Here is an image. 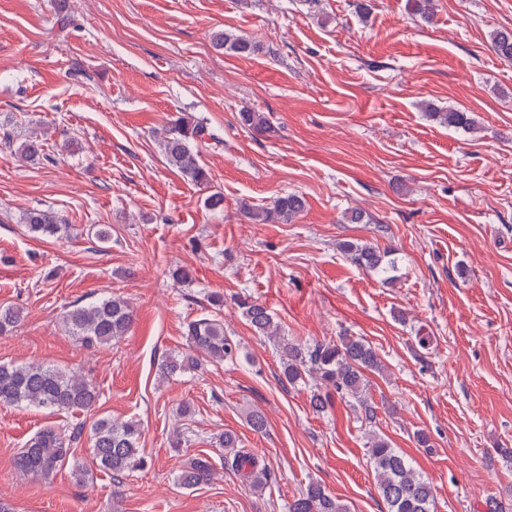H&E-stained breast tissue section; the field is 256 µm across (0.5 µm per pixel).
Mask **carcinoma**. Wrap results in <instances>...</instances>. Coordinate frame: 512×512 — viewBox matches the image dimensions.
I'll return each mask as SVG.
<instances>
[{
  "mask_svg": "<svg viewBox=\"0 0 512 512\" xmlns=\"http://www.w3.org/2000/svg\"><path fill=\"white\" fill-rule=\"evenodd\" d=\"M412 14L421 21H432L435 0H410ZM492 49L504 61L512 62V33L492 34ZM213 44L236 54L251 57L259 51L252 40L226 29L212 34ZM426 115L442 126L473 133L474 118L458 109H439L424 104ZM241 124L260 134H271L275 128L263 112L245 110ZM215 139L206 125L180 117L160 137L166 162L197 185L209 182V172L201 165L195 145L205 139ZM17 158L33 162L45 158L44 142L30 136L15 150ZM305 208V200L296 193H287L274 200L268 208L256 209L247 201L239 202L238 210L254 224H288ZM28 231L53 237L63 231L62 218L44 209H31L23 217ZM343 255L356 266L380 276L395 268V262L384 263L386 253L371 243L343 241ZM242 318L259 336L277 343L280 352L281 375L290 385L308 388L313 411L323 412L337 394L353 411L364 413L365 419H375L369 397V376L383 369V361L367 340L343 333L334 340L303 344L280 336V327L267 305L249 298L236 302ZM22 320V311L0 307V335L9 332ZM134 321V310L127 299L112 295L87 304L74 302L63 312L62 323L69 335L88 345H108L128 334ZM189 351L169 354L158 364L159 375L172 378L196 371L202 362L231 361L239 347L224 333V322L203 317L191 321L185 332ZM100 393L84 376L44 364L0 363V405L35 407L54 412L80 411L94 417L91 425L77 423L68 429L47 426L35 433L14 456V467L23 475H52L69 466L80 483L87 476L85 464L75 459L72 446L85 440L92 459L112 476L119 479L145 466L139 448L140 424L134 420L118 422L96 413ZM224 465L240 475L256 493L265 490L272 479L271 469L258 458L238 450L237 437L224 434ZM369 460L380 496L387 512H434L435 498L431 483L413 466L409 457L391 447L388 439L372 432L367 435ZM215 476L211 463L195 458L177 475V483L186 489L209 484ZM288 512H350L340 498L326 492L318 482L311 481L288 502Z\"/></svg>",
  "mask_w": 512,
  "mask_h": 512,
  "instance_id": "1",
  "label": "carcinoma"
}]
</instances>
